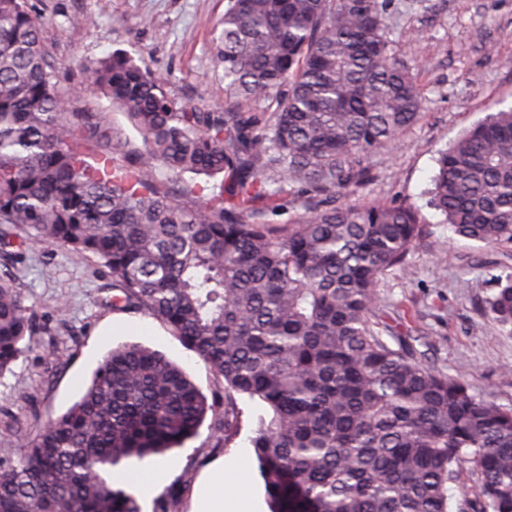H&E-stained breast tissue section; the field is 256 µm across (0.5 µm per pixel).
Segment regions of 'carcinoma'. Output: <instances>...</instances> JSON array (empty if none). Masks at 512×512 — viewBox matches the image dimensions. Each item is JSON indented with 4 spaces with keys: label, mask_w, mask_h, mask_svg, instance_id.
Here are the masks:
<instances>
[{
    "label": "carcinoma",
    "mask_w": 512,
    "mask_h": 512,
    "mask_svg": "<svg viewBox=\"0 0 512 512\" xmlns=\"http://www.w3.org/2000/svg\"><path fill=\"white\" fill-rule=\"evenodd\" d=\"M222 25V112L177 105L125 53L82 65L141 137L131 152L105 115L71 110L29 0H0V244L96 259L112 308L163 322L224 380L209 398L157 350H112L0 471V512H141L112 470L182 446L209 414L212 447H231L239 397L266 409L249 444L275 512H512V410L385 339L376 288L422 238L419 211L336 204L422 110L381 5L228 0ZM239 99L273 111L260 125ZM218 175L229 189L196 181ZM290 193L307 202L276 224ZM430 194L457 235L512 244V107L441 152ZM482 309L512 334V271ZM33 334L0 274V377ZM465 469L477 494L455 503Z\"/></svg>",
    "instance_id": "1"
}]
</instances>
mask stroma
I'll return each instance as SVG.
<instances>
[{
    "mask_svg": "<svg viewBox=\"0 0 512 512\" xmlns=\"http://www.w3.org/2000/svg\"><path fill=\"white\" fill-rule=\"evenodd\" d=\"M395 60L416 69L423 97L417 122L389 150L369 160L370 178L346 203H407L424 219L425 239L405 268L382 277L377 295L395 336L427 342L426 362L462 374L477 397L512 409V335L478 307L494 278L512 269V244L486 246L456 235L428 203L439 152L476 122L512 106V0H379ZM72 106L103 113L131 150L139 134L107 99L90 92L81 63L113 51L130 54L182 105L208 110L224 104L223 69L214 54L228 0H30ZM23 285L35 313L36 334L11 373L0 378V469L21 438H34L80 397L99 362L123 344L158 350L183 368L204 394L222 379L161 321L137 314L115 326L120 311L105 306L112 294L106 268L91 258L32 245L0 246V273ZM242 430L227 449L211 447L208 426L183 447L148 458L175 463L167 485L191 512L195 490L221 456L242 460L258 512H270L259 462L247 442L262 408L242 406Z\"/></svg>",
    "mask_w": 512,
    "mask_h": 512,
    "instance_id": "35a3bbf8",
    "label": "stroma"
}]
</instances>
